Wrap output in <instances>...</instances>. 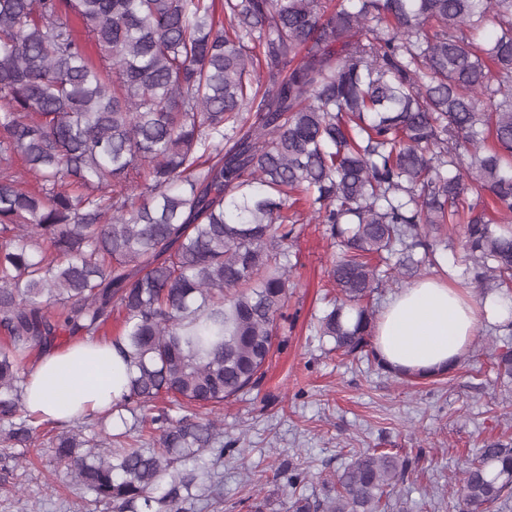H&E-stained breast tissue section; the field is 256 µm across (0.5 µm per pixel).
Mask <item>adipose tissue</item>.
I'll use <instances>...</instances> for the list:
<instances>
[{
	"mask_svg": "<svg viewBox=\"0 0 512 512\" xmlns=\"http://www.w3.org/2000/svg\"><path fill=\"white\" fill-rule=\"evenodd\" d=\"M510 316L506 305L425 278L387 297L375 323V352L392 370L430 376L463 360L483 324ZM127 381L128 367L111 342L86 339L42 356L30 372L25 406L58 422L96 415L121 398Z\"/></svg>",
	"mask_w": 512,
	"mask_h": 512,
	"instance_id": "ef3b65f1",
	"label": "adipose tissue"
}]
</instances>
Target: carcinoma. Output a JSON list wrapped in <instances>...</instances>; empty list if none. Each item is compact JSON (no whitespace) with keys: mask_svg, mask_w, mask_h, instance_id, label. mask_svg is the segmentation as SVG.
Listing matches in <instances>:
<instances>
[{"mask_svg":"<svg viewBox=\"0 0 512 512\" xmlns=\"http://www.w3.org/2000/svg\"><path fill=\"white\" fill-rule=\"evenodd\" d=\"M301 222L338 247L316 329L348 356H375L364 300L437 264L442 224H465V287L512 289V0H0V439H48L87 512L216 490L221 415L142 409L259 384ZM66 332L125 358L122 431L26 410ZM411 465L363 452L315 496L294 472L288 512H380ZM511 502L512 440L487 441L460 512Z\"/></svg>","mask_w":512,"mask_h":512,"instance_id":"1","label":"carcinoma"}]
</instances>
